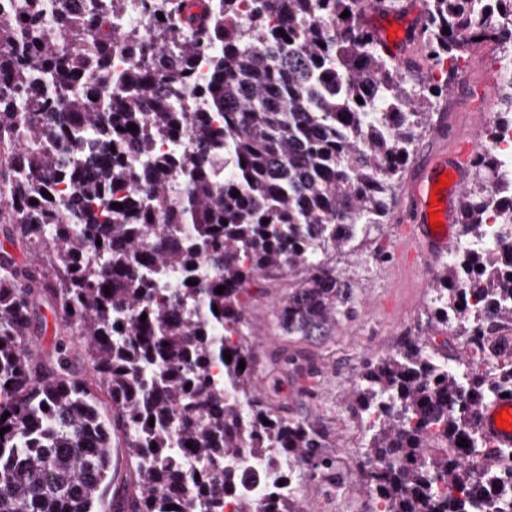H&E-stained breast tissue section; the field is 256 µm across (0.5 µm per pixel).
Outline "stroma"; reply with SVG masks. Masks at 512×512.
<instances>
[{
	"instance_id": "obj_1",
	"label": "stroma",
	"mask_w": 512,
	"mask_h": 512,
	"mask_svg": "<svg viewBox=\"0 0 512 512\" xmlns=\"http://www.w3.org/2000/svg\"><path fill=\"white\" fill-rule=\"evenodd\" d=\"M420 0H399L396 7L367 13L365 21L379 35L393 36L403 55L419 59L416 46L405 31L420 20ZM497 46L472 51L463 69L465 86L453 92L447 106L433 113L434 124L417 137L410 160L397 183L386 223L363 227L356 240L336 256V268L352 288L357 315L341 320L332 336L309 351L319 370L310 386L314 391L306 406L325 426L327 445L344 466L353 468L363 459L367 440L357 420L349 414L348 400L364 365L386 356L406 336H427L432 329L428 316L434 292L429 283L447 253L418 262L411 252L416 244L401 232L415 209L414 187L428 172L451 160L458 131L481 129L486 123L484 101L501 99L505 88L497 81L492 59ZM445 130L437 137L435 127ZM287 281L274 288L252 289L250 322L253 337L264 350L281 345L276 336L272 305L287 294ZM371 501L357 480H349L331 495H323L308 483L303 487L302 512H369Z\"/></svg>"
}]
</instances>
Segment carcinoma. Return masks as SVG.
<instances>
[{"mask_svg":"<svg viewBox=\"0 0 512 512\" xmlns=\"http://www.w3.org/2000/svg\"><path fill=\"white\" fill-rule=\"evenodd\" d=\"M141 2L147 43L114 23L128 0H0V512H224L226 493L237 512H302L293 490L257 505L234 463L266 462L277 490L296 471L348 480L282 387L318 374L303 345L355 317L330 253L385 223L416 130L467 52L512 43V0H421L417 91L364 24L363 0H252L247 14L239 0ZM118 46L135 59L114 72ZM502 106L511 119L491 135L512 129V92ZM181 140L178 154L153 152ZM471 167L480 182L459 223L481 242L487 224L512 225V175L492 152ZM7 243L39 261L20 264ZM489 264L460 250L437 268L431 321L487 343L512 327V261L474 294L490 318L460 304L465 276ZM285 272L286 343L262 356L250 287ZM42 300L54 336L40 355L29 344ZM506 394L512 360L486 371L428 340L408 336L368 364L350 406L380 512H505L509 450L483 446L478 411ZM461 435L483 450L468 488ZM188 443L194 464L175 452Z\"/></svg>","mask_w":512,"mask_h":512,"instance_id":"obj_1","label":"carcinoma"}]
</instances>
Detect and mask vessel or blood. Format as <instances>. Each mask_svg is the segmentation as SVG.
Masks as SVG:
<instances>
[{
  "mask_svg": "<svg viewBox=\"0 0 512 512\" xmlns=\"http://www.w3.org/2000/svg\"><path fill=\"white\" fill-rule=\"evenodd\" d=\"M457 142L459 150L451 165H440V172L448 173L453 183L455 193L449 196L445 201L440 219L441 227L431 228L430 213L433 209L431 198H422L417 207V238L422 248V257H430L448 245L451 230L453 228V211L459 200L458 193L464 187V172L467 162L472 154H474L480 144L479 134L477 131H469L458 135ZM512 410V398L503 397L492 404L483 406L479 410V425L485 436L495 445L501 448L512 447V428L500 429L497 421V413Z\"/></svg>",
  "mask_w": 512,
  "mask_h": 512,
  "instance_id": "obj_1",
  "label": "vessel or blood"
}]
</instances>
